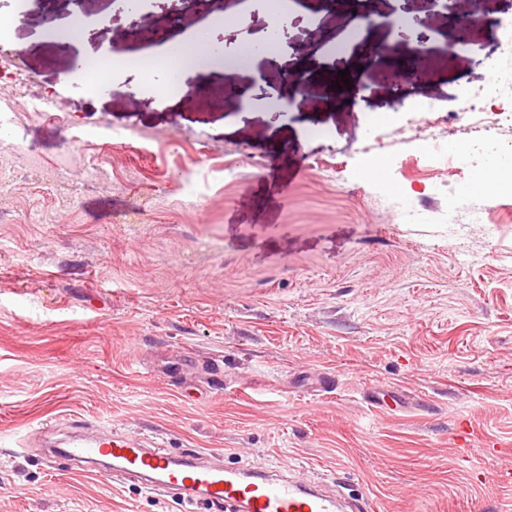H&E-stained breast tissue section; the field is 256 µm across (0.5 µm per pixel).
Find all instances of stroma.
I'll use <instances>...</instances> for the list:
<instances>
[{"label": "stroma", "instance_id": "obj_1", "mask_svg": "<svg viewBox=\"0 0 512 512\" xmlns=\"http://www.w3.org/2000/svg\"><path fill=\"white\" fill-rule=\"evenodd\" d=\"M155 0L137 37L116 0H89L90 39L114 59L204 29L167 28ZM433 46L461 42L382 121L322 99L325 46L348 15L303 11L282 42L312 74L288 112L243 111L234 77L213 68L77 80L66 34L46 39L41 0H0V62L20 67L63 113L26 123L36 155L0 196V512H187L136 478L75 477L47 442L64 415L150 440L174 457L219 451L307 481L328 479L378 512H512V196L506 221L469 171L423 170L427 141L397 130L416 106L458 111L490 80V26L459 38L433 0H412ZM183 90L168 106L156 86ZM130 128L125 145L99 127ZM196 205L182 208L183 183Z\"/></svg>", "mask_w": 512, "mask_h": 512}]
</instances>
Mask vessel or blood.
Here are the masks:
<instances>
[{
	"label": "vessel or blood",
	"mask_w": 512,
	"mask_h": 512,
	"mask_svg": "<svg viewBox=\"0 0 512 512\" xmlns=\"http://www.w3.org/2000/svg\"><path fill=\"white\" fill-rule=\"evenodd\" d=\"M67 455L76 473L86 461L109 457L126 473L139 474L178 490L184 500L223 506L225 512H369V503H353L341 495L303 486L290 477L250 468L227 469L197 462L195 455L176 460L156 450L133 446L120 434L96 440H69Z\"/></svg>",
	"instance_id": "obj_1"
}]
</instances>
